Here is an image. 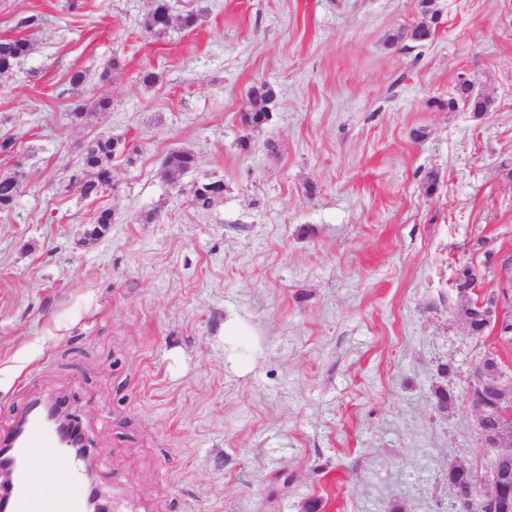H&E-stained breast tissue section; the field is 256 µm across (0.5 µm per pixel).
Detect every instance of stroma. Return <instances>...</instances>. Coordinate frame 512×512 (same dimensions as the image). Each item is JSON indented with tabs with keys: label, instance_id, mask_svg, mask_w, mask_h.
Wrapping results in <instances>:
<instances>
[{
	"label": "stroma",
	"instance_id": "obj_1",
	"mask_svg": "<svg viewBox=\"0 0 512 512\" xmlns=\"http://www.w3.org/2000/svg\"><path fill=\"white\" fill-rule=\"evenodd\" d=\"M169 2L196 26L146 32L152 0H0V38L33 45L0 78V174L24 176L0 214V434L65 398L114 512H452L449 466L492 454L470 369L493 351L512 373L453 285L472 261L498 290L478 238L512 253V0H436L433 38L396 45L417 0ZM463 82L488 112L444 108ZM101 96L110 112L72 120ZM109 135L130 147L113 190L64 191ZM178 149L197 163L172 182ZM209 180L224 194L196 209ZM276 98V91L272 85L262 82L260 85H254L249 91V99L252 103V109L242 114V119L245 125L251 128L260 127L268 120L267 110L264 104L274 101ZM258 104H262L259 106ZM211 185L213 188L207 191V186ZM224 194V183L220 180H213L201 183L196 186L193 191L192 204L195 208L200 210L209 209L213 203Z\"/></svg>",
	"mask_w": 512,
	"mask_h": 512
}]
</instances>
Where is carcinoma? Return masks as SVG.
I'll return each instance as SVG.
<instances>
[{"mask_svg": "<svg viewBox=\"0 0 512 512\" xmlns=\"http://www.w3.org/2000/svg\"><path fill=\"white\" fill-rule=\"evenodd\" d=\"M417 7L423 16V21L414 26L411 31L400 30L390 35L391 44H397L404 38L423 43L434 35V25L438 17L433 15L432 0H418ZM168 0H153L145 29L149 32H161L167 29L173 16ZM32 51V44L25 38L0 39V77L14 72L18 64ZM274 87L266 82L254 85L249 91L252 109L242 114L245 125L255 128L264 125L268 115L264 105L275 100ZM111 99L99 97L92 102L74 109L72 116L76 120L84 119L90 112L104 114L111 110ZM464 107L475 115H481L490 107V101L473 93L467 83H462L457 95L448 98V109L456 110ZM125 139L121 137H99L85 149L82 165L68 176L65 190L76 189L85 199L97 201L112 189V159L117 151L123 148ZM195 155L186 150L170 153L165 161L164 174L168 177L181 175L195 167ZM22 190L20 175L16 172L0 175V211L12 209ZM224 194V183L220 180L204 182L193 191L192 204L195 208L206 210ZM113 223L112 209L100 206L95 210L93 228L90 235L101 236L108 231Z\"/></svg>", "mask_w": 512, "mask_h": 512, "instance_id": "obj_1", "label": "carcinoma"}]
</instances>
